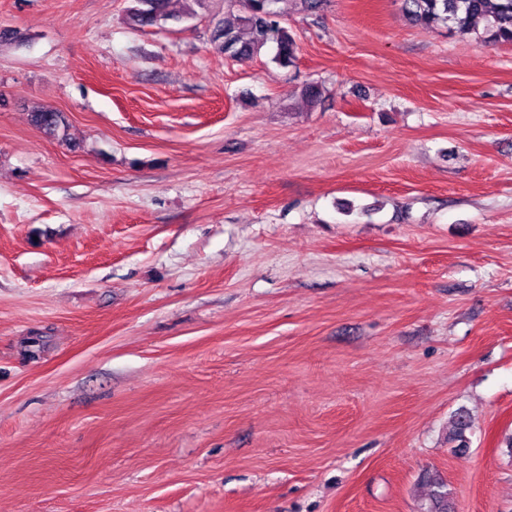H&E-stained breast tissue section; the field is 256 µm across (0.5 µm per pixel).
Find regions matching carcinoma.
<instances>
[{
  "label": "carcinoma",
  "instance_id": "obj_1",
  "mask_svg": "<svg viewBox=\"0 0 512 512\" xmlns=\"http://www.w3.org/2000/svg\"><path fill=\"white\" fill-rule=\"evenodd\" d=\"M278 0H225L234 21L217 19L213 30L215 48L234 59L247 60L268 44L276 45L275 59L290 64L295 59L296 42L281 26ZM170 0H131L127 9L129 22L138 27L155 26L171 17ZM401 9L414 23L426 27L443 24L456 35L466 37L475 32L477 20L486 22V34L493 42L512 43V0H401ZM33 125L55 134L66 128L60 112L43 109L31 113ZM470 428L467 417L457 413L452 419L453 440L466 447L465 432ZM426 512H452L450 492L442 482L433 484Z\"/></svg>",
  "mask_w": 512,
  "mask_h": 512
}]
</instances>
